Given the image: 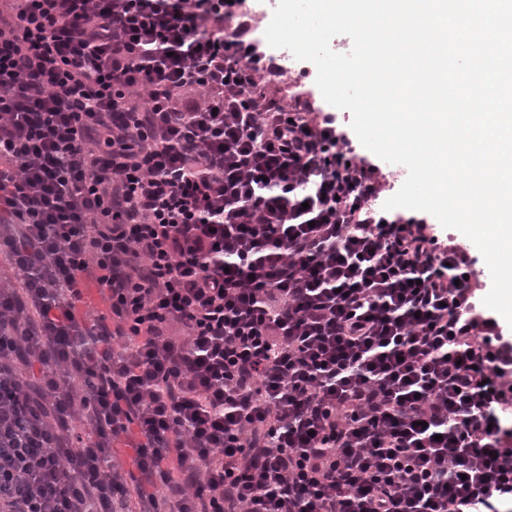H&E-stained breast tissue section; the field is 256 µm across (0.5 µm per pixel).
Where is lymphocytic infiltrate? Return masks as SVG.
<instances>
[{"label": "lymphocytic infiltrate", "mask_w": 512, "mask_h": 512, "mask_svg": "<svg viewBox=\"0 0 512 512\" xmlns=\"http://www.w3.org/2000/svg\"><path fill=\"white\" fill-rule=\"evenodd\" d=\"M242 3L0 0V512H512L477 257ZM303 68H306L310 73H312L311 68H309V67H303ZM316 74H317V71L315 70L308 79L304 80L305 87L309 88L311 90V94L313 95V99L315 101V103H314L315 107H320V109H324L325 111H332V112L337 113L339 128L347 135L348 139L352 142V145H353V147H355L356 152L360 156L367 157L373 163L379 165L380 168L382 169V172L385 174V176L386 177L389 176L390 175L389 171L394 170V169L390 168L388 166L387 162L383 161L382 159L377 157L375 154H373L372 152H370L369 150L364 148L362 146V144L360 143V141L358 140L355 133L353 132V130L351 129V127H350V123H351V119H352L351 113L347 110L337 109V108L331 106L330 104H328L324 100L321 92L319 91L318 87L315 84Z\"/></svg>", "instance_id": "f902f5d3"}]
</instances>
